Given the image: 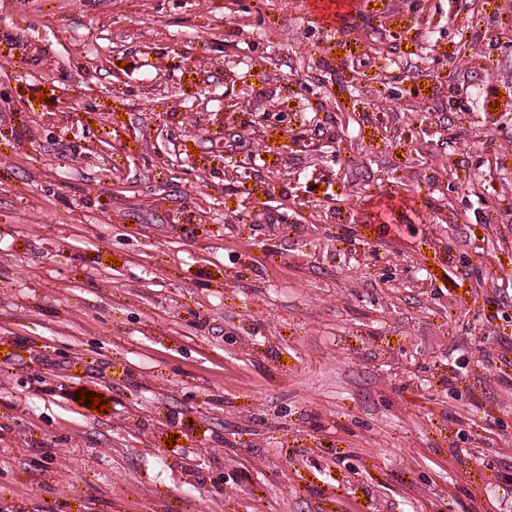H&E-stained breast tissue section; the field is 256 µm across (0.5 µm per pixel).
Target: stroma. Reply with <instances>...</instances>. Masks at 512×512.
Here are the masks:
<instances>
[{"label": "stroma", "instance_id": "obj_1", "mask_svg": "<svg viewBox=\"0 0 512 512\" xmlns=\"http://www.w3.org/2000/svg\"><path fill=\"white\" fill-rule=\"evenodd\" d=\"M343 11L0 0V512H512V0Z\"/></svg>", "mask_w": 512, "mask_h": 512}]
</instances>
